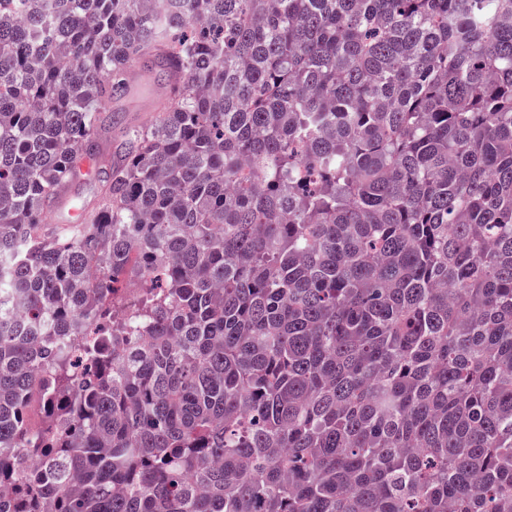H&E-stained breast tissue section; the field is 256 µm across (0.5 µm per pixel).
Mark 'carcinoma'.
<instances>
[{"mask_svg":"<svg viewBox=\"0 0 512 512\" xmlns=\"http://www.w3.org/2000/svg\"><path fill=\"white\" fill-rule=\"evenodd\" d=\"M170 2L0 0V512H512V0ZM127 92L118 102L107 105L115 116V125L146 126L163 109L164 96L160 78L155 71L147 70L138 62L129 67L126 74ZM112 155V139L109 137L99 141V154L92 163V173L74 177L70 183L67 196L59 203L53 212L48 216L51 224H72L76 211L71 208L95 207L100 199L102 182L98 174V168L107 163Z\"/></svg>","mask_w":512,"mask_h":512,"instance_id":"carcinoma-1","label":"carcinoma"}]
</instances>
